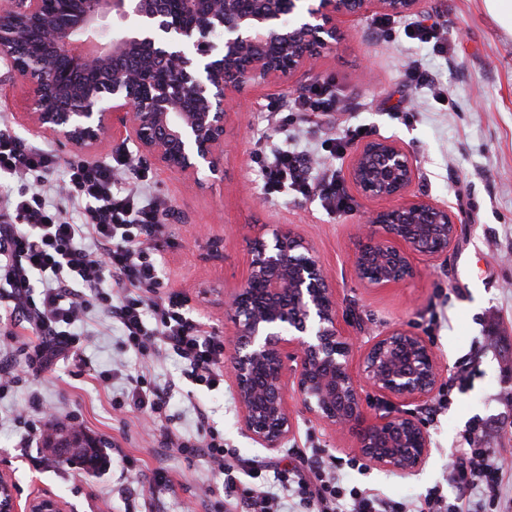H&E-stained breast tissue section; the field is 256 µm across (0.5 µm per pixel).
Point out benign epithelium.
<instances>
[{
    "mask_svg": "<svg viewBox=\"0 0 512 512\" xmlns=\"http://www.w3.org/2000/svg\"><path fill=\"white\" fill-rule=\"evenodd\" d=\"M300 2L180 0L183 20L174 22L167 0H52L50 12L46 0H3L0 59L33 89L23 118L37 135L93 152L112 134L203 188L223 175L227 109L243 84L279 83L311 69L335 42L340 19L371 8L402 16L423 0H316L294 23ZM61 17L69 23L58 24ZM33 27L40 30L36 43L28 38ZM214 33L224 36L219 50L209 42ZM86 41L96 52L78 51ZM156 71L166 80L140 95L139 84ZM346 178L364 197L388 202L357 226L354 271L367 287L402 284L417 274V259L448 253L457 219L446 205L410 194L419 170L400 143H364ZM250 253L228 301L240 429L262 448L282 447L296 426L288 402L294 396L308 418L353 433L369 466L419 470L430 436L408 413L367 418L352 363L355 343L311 245L280 225L269 236L255 234ZM290 354L296 365L289 370ZM360 366L374 389L398 403L431 396L441 378L431 346L402 325L373 337ZM0 512H65V504L51 493L19 504L15 483L0 471Z\"/></svg>",
    "mask_w": 512,
    "mask_h": 512,
    "instance_id": "7a95c632",
    "label": "benign epithelium"
}]
</instances>
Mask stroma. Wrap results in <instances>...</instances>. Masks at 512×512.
Listing matches in <instances>:
<instances>
[{
  "mask_svg": "<svg viewBox=\"0 0 512 512\" xmlns=\"http://www.w3.org/2000/svg\"><path fill=\"white\" fill-rule=\"evenodd\" d=\"M367 11L341 23V36L323 53L314 71L299 73L276 85H248L236 92L224 134V175L212 187L158 167L142 156L136 172L122 174L121 187L146 178L168 211L157 239L165 292H180L204 331L231 341L234 323L225 301L240 284L250 255L247 239L288 225L315 250L336 284L339 314L347 332L364 343L402 325L430 344L440 362L438 388L447 405L427 418L422 403L405 411L422 419L431 439L424 466L412 474L349 468L359 451L350 434H339L300 414L286 447L256 445L238 426V406L224 388L207 392L183 377L182 361L164 356L152 376L171 379L176 388L168 412L174 428L195 429L194 406L204 407L210 422L224 433V445L248 460L279 461L292 448H320L343 458L339 470L348 484L366 487L398 501L423 497L434 485L445 494L448 457L469 427H488L487 446L495 457H512V39L487 10L485 0H424L418 22L443 30L450 51L405 37L406 17L391 20V32L376 26ZM419 66L422 82L407 70ZM336 80L343 111L271 112V102L287 104L296 91L327 77ZM31 90L0 69V118L21 143L38 145L41 137L17 118ZM390 137L401 143L419 169L418 192L447 204L458 218L457 237L445 257L419 260L418 275L386 289L366 287L355 275V227L377 201L354 187L346 192L350 210L328 212L318 195L286 191L268 196L253 152L287 144L303 149L311 178L344 177L355 148L370 139ZM342 138V153L325 151L324 141ZM92 332L84 361L69 360L0 396V415L8 417L30 395L83 420L84 431L104 440L108 465L97 472L59 460L42 465L41 444L21 447L23 428L0 427V470L8 472L21 499L45 493L59 496L68 512H182L195 503L198 512H224L220 481L201 459L185 460L159 438L146 434L143 417L130 408L113 409L125 375L139 368L136 356L121 346L119 328L91 315ZM115 367L111 386L97 383L89 363ZM476 370L469 384L459 379L463 367ZM165 470L168 485L146 498L128 497L130 480L147 486L156 470Z\"/></svg>",
  "mask_w": 512,
  "mask_h": 512,
  "instance_id": "stroma-1",
  "label": "stroma"
}]
</instances>
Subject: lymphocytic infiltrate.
<instances>
[{
	"mask_svg": "<svg viewBox=\"0 0 512 512\" xmlns=\"http://www.w3.org/2000/svg\"><path fill=\"white\" fill-rule=\"evenodd\" d=\"M257 160L267 194L288 187L318 193L331 211L349 208L336 178L316 182L307 176L303 152L281 148ZM56 164L51 149L25 146L0 129V172L19 183L16 192L0 198V286L8 290L11 323L36 337L32 353L23 356L11 340L0 341V395L22 381L17 358L35 372L81 358L89 341L83 326L93 314L116 323L125 346L143 361L172 354L183 361L194 385L223 387V340L189 315L185 296L160 292L154 240L165 200L139 187L117 188L116 174L134 168L127 154L110 162H69L59 184L49 178ZM125 384L116 408L163 419L174 382L151 381L140 370L126 375ZM195 414V434L169 431L164 440L184 458L205 459L217 472L228 512H285L289 503L298 512H512L505 498L512 467L492 459L478 426L464 432L450 462L455 498L435 486L419 499L396 501L348 485L315 448L289 449L284 464L252 466L225 448L223 433L209 425L205 409ZM18 417L29 444L42 438L49 424L75 421L36 398Z\"/></svg>",
	"mask_w": 512,
	"mask_h": 512,
	"instance_id": "1",
	"label": "lymphocytic infiltrate"
}]
</instances>
